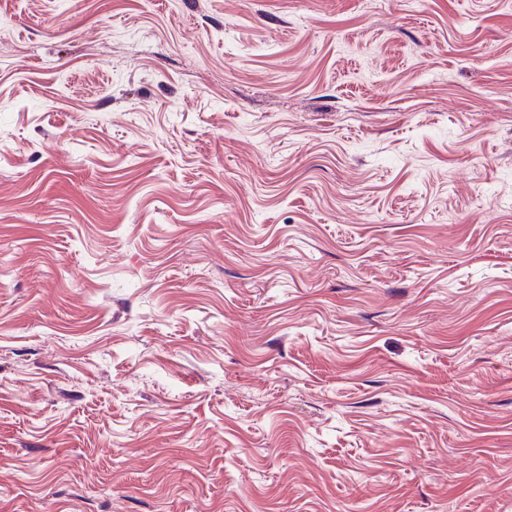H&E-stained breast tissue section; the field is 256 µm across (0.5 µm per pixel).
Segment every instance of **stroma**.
<instances>
[{
	"label": "stroma",
	"instance_id": "stroma-1",
	"mask_svg": "<svg viewBox=\"0 0 512 512\" xmlns=\"http://www.w3.org/2000/svg\"><path fill=\"white\" fill-rule=\"evenodd\" d=\"M0 512H512V0H0Z\"/></svg>",
	"mask_w": 512,
	"mask_h": 512
}]
</instances>
